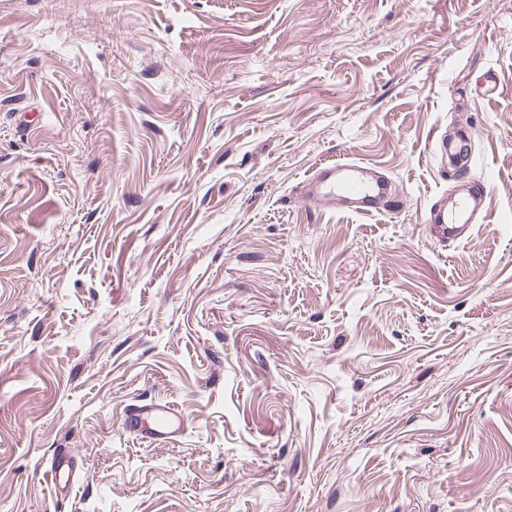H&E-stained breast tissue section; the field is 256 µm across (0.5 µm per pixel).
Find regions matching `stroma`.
<instances>
[{
	"instance_id": "35a3bbf8",
	"label": "stroma",
	"mask_w": 512,
	"mask_h": 512,
	"mask_svg": "<svg viewBox=\"0 0 512 512\" xmlns=\"http://www.w3.org/2000/svg\"><path fill=\"white\" fill-rule=\"evenodd\" d=\"M0 512H512V0H0ZM301 194L307 201L371 215L379 209V203L373 205L372 201L387 199L388 182L374 168L336 162L309 175L302 182ZM489 190L485 181H469L462 193L441 195L431 204L426 223L447 230L449 242L468 238L474 224H479L485 216ZM124 423L129 430L149 433L147 436L156 441H167L181 434L184 418L174 405H151L129 412ZM47 473L51 479L56 495L71 490L74 476L68 459L59 457L52 458L47 464Z\"/></svg>"
}]
</instances>
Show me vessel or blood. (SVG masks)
Instances as JSON below:
<instances>
[{
    "label": "vessel or blood",
    "instance_id": "obj_1",
    "mask_svg": "<svg viewBox=\"0 0 512 512\" xmlns=\"http://www.w3.org/2000/svg\"><path fill=\"white\" fill-rule=\"evenodd\" d=\"M489 190L486 182L471 181L462 193L441 195L431 204L427 223L447 230L449 241L468 238L474 225L485 216ZM301 194L311 202L370 215L376 212L377 202L387 199L388 182L383 174L373 168L337 162L309 175L302 183ZM124 423L129 430L149 434L151 439L157 441L176 438L184 427V419L178 408L170 404L141 407L129 412ZM47 473L55 492L71 490L74 476L67 459H51L47 464Z\"/></svg>",
    "mask_w": 512,
    "mask_h": 512
}]
</instances>
